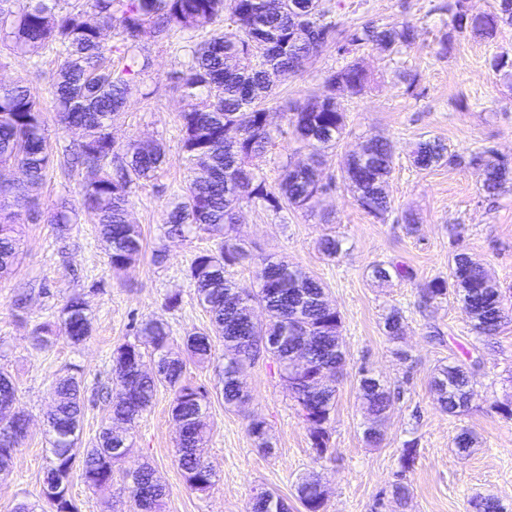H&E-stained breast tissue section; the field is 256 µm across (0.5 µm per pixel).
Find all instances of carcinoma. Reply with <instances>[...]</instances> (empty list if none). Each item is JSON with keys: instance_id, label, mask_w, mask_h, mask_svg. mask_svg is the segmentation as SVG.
<instances>
[{"instance_id": "obj_1", "label": "carcinoma", "mask_w": 512, "mask_h": 512, "mask_svg": "<svg viewBox=\"0 0 512 512\" xmlns=\"http://www.w3.org/2000/svg\"><path fill=\"white\" fill-rule=\"evenodd\" d=\"M448 14L450 30L440 40L443 51L457 36L494 39L500 25L512 24V0H498L497 8L471 22L466 20V0H448ZM112 29L121 35L118 45L103 39V32ZM174 30L202 31L206 36L189 46L177 75L185 101L178 117L188 175L181 198L169 204L165 235L218 237L213 249L195 255L187 277L198 305L209 314L213 333L224 339V361L216 368L224 405L232 407L248 399L240 375L259 358L272 359L280 376H287L290 347L297 336L307 337L316 346L334 347L339 362L333 370L337 374L343 370L341 316L327 302L324 284L299 269L290 272L294 265L285 259L255 255L242 247L235 236L236 215L244 202L275 214L314 211L316 194L331 186L319 171L322 158L339 146L346 131L345 113L337 98L345 91L359 93L369 83L356 50L372 46L390 56L400 54L416 43L417 26L410 21L368 22L343 29L323 0H0V34L10 41L15 54L32 58L47 48L55 51L58 69L51 89L59 121L66 129L82 130L77 144L54 156L40 100L28 79L20 76L0 84V169L21 168L26 178L23 184L0 179L1 276L11 271L18 256L14 218L22 210L29 213L36 208L28 187L44 181L56 163L64 170L87 169L82 206L97 216L112 269H126L140 258L143 238L139 227L127 219L129 198L134 185L162 168L165 153L155 141L116 142L112 124L125 112L151 67L143 40L164 38ZM331 46L347 62L326 76L321 95L290 102L283 112L289 131L310 151L311 163L284 166L278 183L271 185L252 167V160L274 143L267 114L276 91L269 72L294 77ZM486 65L496 74L511 75L512 55L497 53ZM395 152L393 142L373 139L362 154L349 155L341 170L342 182L357 205L379 219L389 209L385 185ZM411 158L420 170L442 162L478 168L482 190L489 196L512 183V165L489 147L464 158L448 152L438 139L424 140L417 143ZM47 221L63 236L71 229L72 217L60 210L50 213ZM318 250L334 259L342 250V240L326 234L318 240ZM245 265L253 268L252 282L228 277L229 269ZM371 274L378 281L412 278V271L401 263L376 264ZM450 293L469 314L475 336L489 339L499 333L505 319L499 286L465 252L452 257L448 278L436 277L426 284L424 299L442 300ZM257 307L265 311V319L253 318ZM404 321L402 311L395 308L385 317L383 330L395 339L403 334ZM90 333L87 305L77 295L67 300L58 320L35 326L32 339L42 349L61 337L79 344ZM136 335V342L112 350L111 385L99 389L110 403V423L102 427L91 447H82L80 438L85 399L80 367L66 369V375L53 383L54 405L47 415L50 464L42 486L47 508L42 512H80L70 494L76 470L88 487L112 489L113 467L131 447L130 430L151 409L160 385L168 386L173 395L172 415L180 428L177 464L185 483L197 492L215 484L216 473L204 456L205 393L184 381L186 364L170 355L166 324L145 319L136 327ZM183 343L194 363L213 362L209 333L191 332ZM147 354L154 358L155 371L143 375L138 365ZM326 365L312 356L304 374L288 376V390L308 431L316 463L329 449L336 399V387L315 378ZM477 366L479 361L474 360L435 369L431 388L448 415L469 409L470 374ZM357 389L369 421L386 418L395 397L387 383L361 373ZM16 402L17 387L0 369V469L13 463L26 438L20 422L27 416ZM246 429L262 451H272L265 421L253 418ZM416 448L414 440L403 444L400 473L413 467ZM320 484L316 471L297 482V497L305 512H325ZM127 490L138 512H161L166 488L150 466H141L136 482H127ZM469 506L473 512H503L500 501L490 495L471 500ZM249 512H288V504L264 490L251 498Z\"/></svg>"}]
</instances>
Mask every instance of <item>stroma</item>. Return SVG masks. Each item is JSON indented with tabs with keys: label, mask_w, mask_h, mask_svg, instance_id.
I'll use <instances>...</instances> for the list:
<instances>
[{
	"label": "stroma",
	"mask_w": 512,
	"mask_h": 512,
	"mask_svg": "<svg viewBox=\"0 0 512 512\" xmlns=\"http://www.w3.org/2000/svg\"><path fill=\"white\" fill-rule=\"evenodd\" d=\"M347 27L408 20L419 31L415 45L390 56L367 47L358 56L370 76L368 87L341 100L347 115L346 135L330 154L324 172L338 176L345 158L371 138H386L397 146L386 190L391 208L376 219L355 203L351 193L336 185L315 215L281 216L243 207L237 236L250 249L285 257L320 280L331 306L341 315V340L347 363L331 415V438L325 459L314 461L306 428L298 418L288 389L271 361L248 368L243 383L250 398L238 409L224 406L222 385L214 367L187 363L185 378L208 396L211 428L208 459L218 475L206 492L185 485L176 462L178 427L172 417V393L158 386L151 410L141 419L129 454L118 471L149 464L166 486L162 512H247L251 497L269 490L283 498L290 512H305L295 491L297 479L318 471L323 478L326 512H395L391 488L405 478L411 488L407 512H469L476 495L491 494L512 512V419L498 409L512 403V190L486 196L482 177L472 167L441 164L416 169L411 146L422 138L443 140L449 152L469 155L488 146L512 161V79L488 70L486 60L500 51L512 52V27L502 26L495 40L467 36L456 40L447 55L434 49L448 27V0H325ZM188 34L170 33L164 43L145 40L152 66L125 114L115 123L117 142L159 139L167 163L158 175L134 188L130 197L131 223L139 225L144 255L116 272L108 264L97 219L80 206L85 171L62 176L50 170L33 188L40 218L22 216L21 253L9 276L0 278V367L18 389V406L30 418L28 437L13 464L0 471V512L17 503L41 504L43 472L48 464L44 418L51 403V383L65 366L83 371L85 386L112 376L115 346L134 341L133 321L157 318L168 323L173 351L183 349L190 331L211 328L208 314L193 299L186 271L199 251L212 248L208 235L168 239L163 224L169 202L183 181L178 114L183 108L176 74ZM344 63L335 49L325 50L296 77L279 87L281 101L271 112L280 134L274 147L257 164L269 181H276L288 162H305L282 116L285 102L319 95L325 76ZM58 62L52 52L38 60L0 49V82L37 69L31 88L40 99L46 135L54 147L76 142L80 134L63 130L50 92ZM75 209L69 234L59 236L46 217L60 203ZM415 224L406 226L405 213ZM335 234L343 241L333 260L317 248L318 239ZM166 247L167 260L155 264L152 252ZM457 250L483 264L505 295L508 319L498 336L479 340L461 303L449 298L421 307L428 281L448 274V260ZM400 262L409 266V280L380 283L372 265ZM30 290L25 310L13 300ZM182 295L179 309L164 306L166 295ZM74 295L89 305L92 330L81 345L59 341L48 350L34 346L35 325L57 320L66 300ZM403 311L407 326L391 339L383 318L392 309ZM479 360L473 373L472 405L460 416L448 415L434 400L429 381L435 367L447 359ZM383 377L398 395L384 424L385 440L376 448L363 441V416L358 399L360 370ZM270 427L272 452L258 448L246 431L250 418ZM470 432L476 443L461 453L454 437ZM417 440L415 464L401 471L398 459L405 441ZM71 494L81 512H130L132 502L119 489L95 491L74 479Z\"/></svg>",
	"instance_id": "1"
}]
</instances>
